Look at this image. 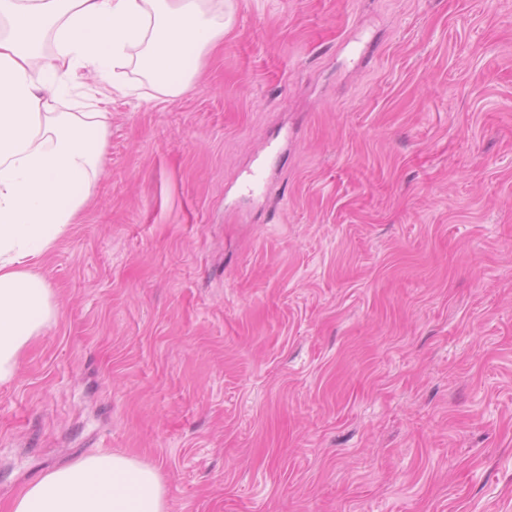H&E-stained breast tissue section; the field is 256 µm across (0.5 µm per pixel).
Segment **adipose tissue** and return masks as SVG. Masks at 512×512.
<instances>
[{
  "label": "adipose tissue",
  "mask_w": 512,
  "mask_h": 512,
  "mask_svg": "<svg viewBox=\"0 0 512 512\" xmlns=\"http://www.w3.org/2000/svg\"><path fill=\"white\" fill-rule=\"evenodd\" d=\"M233 21L224 0H0V384L58 315L38 261L77 222L105 165L107 112L58 96L93 75L126 94L143 75L158 97L188 93ZM9 512H169L159 470L99 451L29 482Z\"/></svg>",
  "instance_id": "ef3b65f1"
}]
</instances>
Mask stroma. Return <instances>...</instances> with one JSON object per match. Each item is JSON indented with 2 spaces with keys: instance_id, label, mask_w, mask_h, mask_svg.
Wrapping results in <instances>:
<instances>
[{
  "instance_id": "stroma-1",
  "label": "stroma",
  "mask_w": 512,
  "mask_h": 512,
  "mask_svg": "<svg viewBox=\"0 0 512 512\" xmlns=\"http://www.w3.org/2000/svg\"><path fill=\"white\" fill-rule=\"evenodd\" d=\"M136 84L59 100L112 124L0 512L98 451L169 512H512V0H235L189 93Z\"/></svg>"
}]
</instances>
